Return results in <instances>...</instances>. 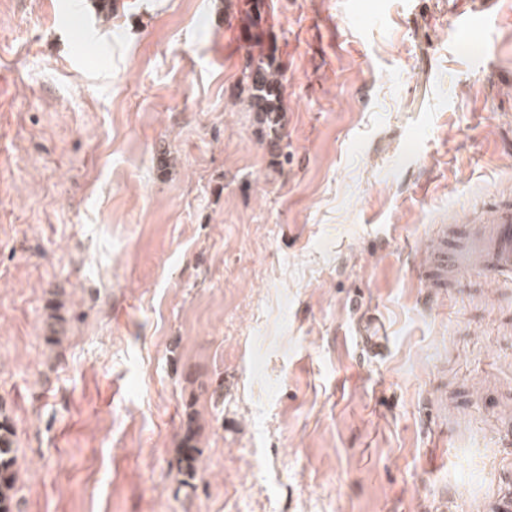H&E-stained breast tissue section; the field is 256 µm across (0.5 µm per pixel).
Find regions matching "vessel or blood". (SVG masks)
Here are the masks:
<instances>
[{"instance_id":"vessel-or-blood-1","label":"vessel or blood","mask_w":512,"mask_h":512,"mask_svg":"<svg viewBox=\"0 0 512 512\" xmlns=\"http://www.w3.org/2000/svg\"><path fill=\"white\" fill-rule=\"evenodd\" d=\"M67 23L73 33L81 35L83 44L96 53H104V46L96 44L87 28L82 7L73 0L67 6ZM475 267L493 277L512 274V197L504 192L494 193L469 215L461 241L450 240L446 232H439L419 275L424 278L433 271L444 283L451 277H465Z\"/></svg>"}]
</instances>
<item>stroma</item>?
I'll return each instance as SVG.
<instances>
[{"mask_svg":"<svg viewBox=\"0 0 512 512\" xmlns=\"http://www.w3.org/2000/svg\"><path fill=\"white\" fill-rule=\"evenodd\" d=\"M485 2L268 0L277 165L238 0H82L87 57L59 0H0L16 512H506L512 279L417 274L512 187V0L456 30ZM196 443V431L193 422L189 421L186 432L177 448L176 458L178 470L189 479H194L201 455V450Z\"/></svg>","mask_w":512,"mask_h":512,"instance_id":"stroma-1","label":"stroma"}]
</instances>
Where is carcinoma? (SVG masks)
Returning <instances> with one entry per match:
<instances>
[{
    "instance_id": "carcinoma-1",
    "label": "carcinoma",
    "mask_w": 512,
    "mask_h": 512,
    "mask_svg": "<svg viewBox=\"0 0 512 512\" xmlns=\"http://www.w3.org/2000/svg\"><path fill=\"white\" fill-rule=\"evenodd\" d=\"M242 34L245 42L257 54L249 55L243 71V87L247 91L248 111L270 137V144L279 149L283 140L284 90L282 70L275 41L267 39L263 27L265 0H241ZM194 419H189L186 432L177 448L180 473L195 477L201 450L196 444ZM18 472L15 468L13 425L0 411V512H14Z\"/></svg>"
}]
</instances>
